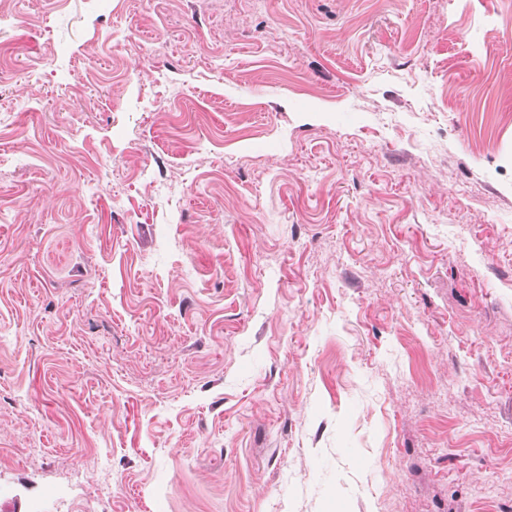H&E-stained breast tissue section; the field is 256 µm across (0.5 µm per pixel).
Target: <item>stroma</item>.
I'll return each mask as SVG.
<instances>
[{
    "label": "stroma",
    "instance_id": "stroma-1",
    "mask_svg": "<svg viewBox=\"0 0 512 512\" xmlns=\"http://www.w3.org/2000/svg\"><path fill=\"white\" fill-rule=\"evenodd\" d=\"M0 512H512V0H0Z\"/></svg>",
    "mask_w": 512,
    "mask_h": 512
}]
</instances>
